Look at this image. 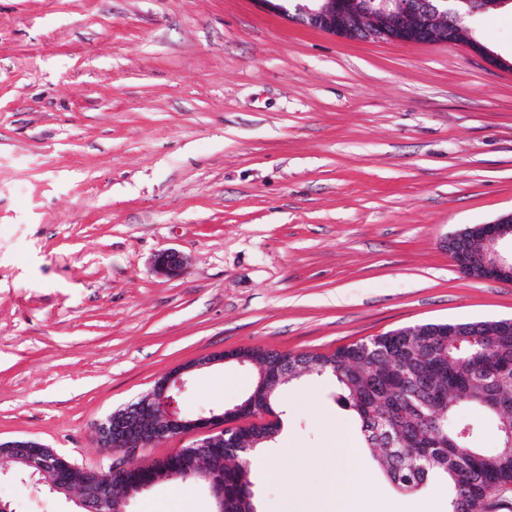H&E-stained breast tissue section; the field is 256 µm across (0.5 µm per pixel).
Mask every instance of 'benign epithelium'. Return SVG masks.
I'll list each match as a JSON object with an SVG mask.
<instances>
[{
    "mask_svg": "<svg viewBox=\"0 0 512 512\" xmlns=\"http://www.w3.org/2000/svg\"><path fill=\"white\" fill-rule=\"evenodd\" d=\"M279 15L294 13L295 19L306 27L345 38L398 44H433L449 42L448 22L462 16L475 17L486 10L485 0H432L427 8L418 0H257ZM467 46L496 68L512 72L508 60L484 47L475 38ZM448 255L462 272L478 268L482 280L512 283V210L485 224L466 225L449 233L444 241ZM155 272L176 279L185 272L182 255L166 249L153 258ZM246 358L234 351L205 355L190 363L179 365L155 381L153 387L138 400L124 406L96 425L98 444L113 450L118 457L107 471L87 470L85 496L78 500L84 512H125L136 495L152 488L154 483L140 481L126 486L117 500L112 497V477L124 476L132 470L127 459L142 449L175 436L193 439V449L180 450L185 477L199 474L202 452L229 436L240 440L241 429L258 431L276 427L280 414L268 402L269 394L288 377V368L264 373L255 391L242 404H236L206 418L189 419L178 408L171 395L172 385L189 380L197 368ZM11 450L14 460L31 468L44 470L58 466L62 457L39 459L31 452L27 438L0 441ZM205 486L214 499L215 512H224V483L206 479Z\"/></svg>",
    "mask_w": 512,
    "mask_h": 512,
    "instance_id": "benign-epithelium-1",
    "label": "benign epithelium"
}]
</instances>
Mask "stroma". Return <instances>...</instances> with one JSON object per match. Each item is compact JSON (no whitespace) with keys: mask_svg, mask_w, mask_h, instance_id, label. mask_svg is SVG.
Segmentation results:
<instances>
[{"mask_svg":"<svg viewBox=\"0 0 512 512\" xmlns=\"http://www.w3.org/2000/svg\"><path fill=\"white\" fill-rule=\"evenodd\" d=\"M476 27L512 54L511 14ZM510 210L512 73L466 44L343 39L256 0H0V439L105 470L97 422L199 357L512 318V283L442 246ZM164 249L180 278L152 270ZM255 382L203 367L178 407L220 412ZM335 395L325 376L280 386L256 512H282L291 481L319 512L347 438L371 476L354 512L401 498ZM0 498L75 509L6 463ZM213 509L163 482L129 512ZM152 263L155 272L165 278L176 279L185 272L184 259L175 249H166L157 253Z\"/></svg>","mask_w":512,"mask_h":512,"instance_id":"obj_1","label":"stroma"}]
</instances>
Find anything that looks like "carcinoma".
Instances as JSON below:
<instances>
[{"label":"carcinoma","mask_w":512,"mask_h":512,"mask_svg":"<svg viewBox=\"0 0 512 512\" xmlns=\"http://www.w3.org/2000/svg\"><path fill=\"white\" fill-rule=\"evenodd\" d=\"M254 367L284 354L244 349ZM335 380L337 403L353 412L369 448L382 452L387 480L411 493L430 480L449 487L448 512H497L498 496L512 486V322L486 320L407 326L320 355L301 353L288 368ZM474 408L496 424L499 444L481 446L482 424L460 414ZM138 471L178 485L177 464L155 461ZM224 477V512H249L240 490L251 485L250 455L215 444L200 466Z\"/></svg>","instance_id":"obj_1"}]
</instances>
